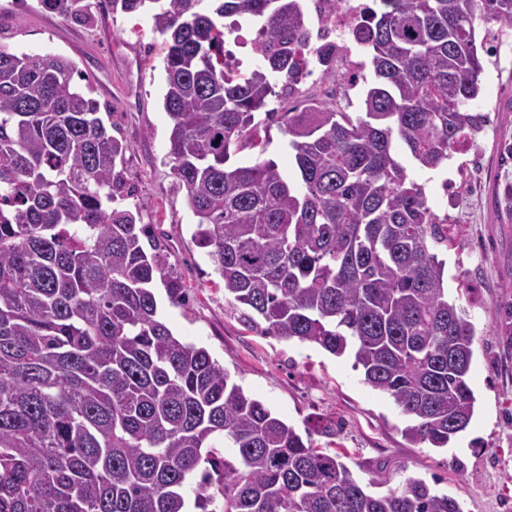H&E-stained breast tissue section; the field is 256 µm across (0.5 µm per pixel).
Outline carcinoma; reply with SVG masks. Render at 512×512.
Masks as SVG:
<instances>
[{
	"label": "carcinoma",
	"instance_id": "cac0c4a2",
	"mask_svg": "<svg viewBox=\"0 0 512 512\" xmlns=\"http://www.w3.org/2000/svg\"><path fill=\"white\" fill-rule=\"evenodd\" d=\"M78 23L92 0H43ZM360 37L374 82L353 117L326 100L257 111L305 64L301 0H109L165 37L167 153L224 294L263 336L351 355L363 382L446 448L466 430L476 329L448 300V218L394 142L437 169L479 130L481 23L512 28V0H381ZM265 37L248 74L224 71L226 18ZM63 56L0 44V512H463L409 477L368 493L337 459L231 381L161 320L154 281L179 284L126 198L100 103ZM288 135L291 181L263 159ZM258 151L250 165L232 156ZM221 435L226 457L202 453ZM207 463L199 471L201 463Z\"/></svg>",
	"mask_w": 512,
	"mask_h": 512
}]
</instances>
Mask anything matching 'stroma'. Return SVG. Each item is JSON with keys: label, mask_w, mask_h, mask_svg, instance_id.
<instances>
[{"label": "stroma", "mask_w": 512, "mask_h": 512, "mask_svg": "<svg viewBox=\"0 0 512 512\" xmlns=\"http://www.w3.org/2000/svg\"><path fill=\"white\" fill-rule=\"evenodd\" d=\"M492 56L481 76L476 111L487 121L454 150L446 174L412 168L454 238L445 283L477 338L468 383L476 397L469 427L448 447L405 438L410 420L374 390L352 356L263 336L224 295L196 219L166 154L171 121L163 107L165 39L143 14L112 11L96 0L78 23L42 0H0V43L73 61L88 78L103 119L128 149L120 168L128 204L160 240L185 301L155 289L162 320L174 336L205 347L233 382L310 438L336 453L372 493L383 470L391 485L409 477L457 498L464 512H512V29L491 25ZM466 291H459V284Z\"/></svg>", "instance_id": "35a3bbf8"}]
</instances>
